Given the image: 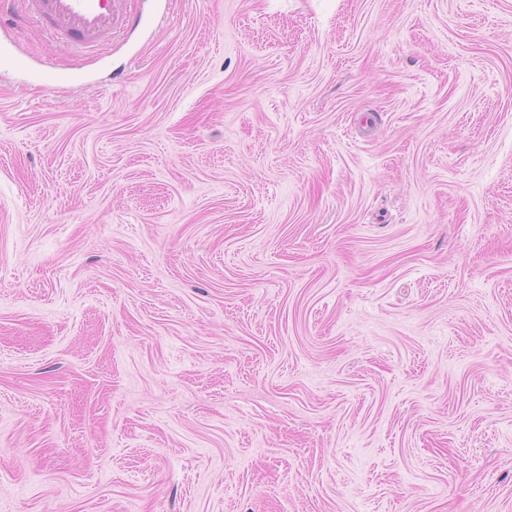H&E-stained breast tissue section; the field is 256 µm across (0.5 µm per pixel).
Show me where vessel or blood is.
<instances>
[{"instance_id":"b4317fda","label":"vessel or blood","mask_w":512,"mask_h":512,"mask_svg":"<svg viewBox=\"0 0 512 512\" xmlns=\"http://www.w3.org/2000/svg\"><path fill=\"white\" fill-rule=\"evenodd\" d=\"M28 16L37 18L77 49H86L129 22L125 0H21Z\"/></svg>"}]
</instances>
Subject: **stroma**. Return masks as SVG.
I'll return each mask as SVG.
<instances>
[{
    "mask_svg": "<svg viewBox=\"0 0 512 512\" xmlns=\"http://www.w3.org/2000/svg\"><path fill=\"white\" fill-rule=\"evenodd\" d=\"M0 26V512H512V0Z\"/></svg>",
    "mask_w": 512,
    "mask_h": 512,
    "instance_id": "35a3bbf8",
    "label": "stroma"
}]
</instances>
